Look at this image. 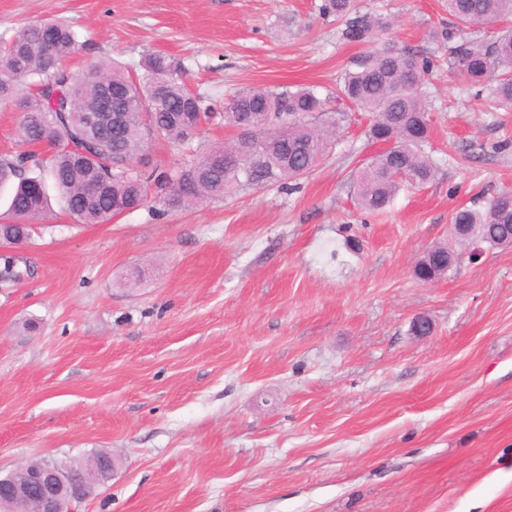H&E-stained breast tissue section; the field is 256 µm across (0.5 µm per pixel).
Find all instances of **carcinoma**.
Here are the masks:
<instances>
[{"label": "carcinoma", "mask_w": 512, "mask_h": 512, "mask_svg": "<svg viewBox=\"0 0 512 512\" xmlns=\"http://www.w3.org/2000/svg\"><path fill=\"white\" fill-rule=\"evenodd\" d=\"M320 15L342 22L349 42L376 38L388 28L380 15L354 11L353 0H321ZM456 28L442 34L448 66L469 85L489 90L488 106L512 105V0H448ZM500 22L490 39L472 38L465 29ZM79 45L68 26L48 22L26 26L0 47V102H12L22 113V136L29 143L59 145L47 176L30 177L26 168L40 162L26 154L0 158V188L18 180L8 211L15 221L47 211L53 186L69 214L79 223L105 224L112 210L137 208L148 201L150 187L168 191L167 203L188 206L222 197L242 187L287 184L308 173L325 154L336 126L332 118L316 127L309 117L324 112L313 87L292 90L250 89L235 95L224 110V126L236 136L181 169L137 172L128 167L147 141L161 138L185 143L196 135L203 98L182 79L181 69L163 54L145 58L143 73L131 74L114 61H98L93 72L78 76L63 62ZM427 62L402 51H380L355 64L337 84L338 96L372 115L368 136L396 141L370 157L352 178L355 198L364 209L385 208L404 186L424 187L435 180L436 166L425 152L429 139L428 103L423 74ZM112 80L114 101L121 106V131L88 129L81 114L101 96L100 79ZM276 136L265 137L271 124ZM72 141L104 159L110 168L108 190L94 203L84 189L100 176L95 161L80 162L60 146ZM453 224L479 225L480 240L492 244L512 236V190L494 196L483 211L462 208Z\"/></svg>", "instance_id": "obj_1"}]
</instances>
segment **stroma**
<instances>
[{
    "label": "stroma",
    "instance_id": "stroma-1",
    "mask_svg": "<svg viewBox=\"0 0 512 512\" xmlns=\"http://www.w3.org/2000/svg\"><path fill=\"white\" fill-rule=\"evenodd\" d=\"M321 0H0V45L59 21L98 60L170 56L208 115L175 170L231 138L248 88L315 87L339 129L294 182L106 224L61 204L0 247V470L119 458L76 512H512V248L455 240L451 217L512 189V108L488 111L431 34L446 0H353L389 28L342 39ZM393 48L429 58L435 180L362 210L352 175L378 149L337 98L341 74ZM447 245L448 272L414 274ZM431 324L417 335L418 317Z\"/></svg>",
    "mask_w": 512,
    "mask_h": 512
}]
</instances>
